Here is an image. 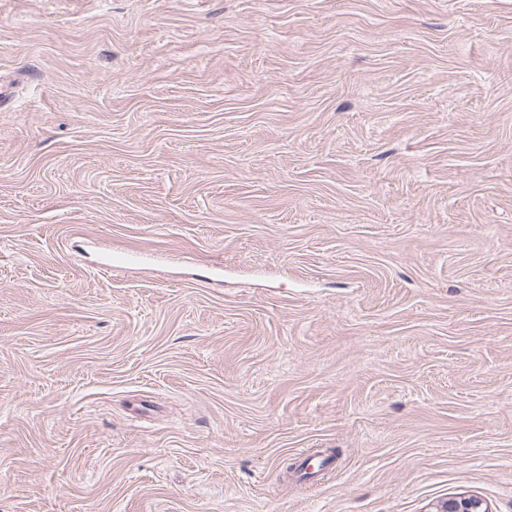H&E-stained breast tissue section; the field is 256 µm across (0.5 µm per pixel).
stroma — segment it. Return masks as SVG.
<instances>
[{
	"label": "stroma",
	"instance_id": "1",
	"mask_svg": "<svg viewBox=\"0 0 512 512\" xmlns=\"http://www.w3.org/2000/svg\"><path fill=\"white\" fill-rule=\"evenodd\" d=\"M0 512H512V0H0ZM435 512H492L481 497L474 494H460L441 502Z\"/></svg>",
	"mask_w": 512,
	"mask_h": 512
}]
</instances>
